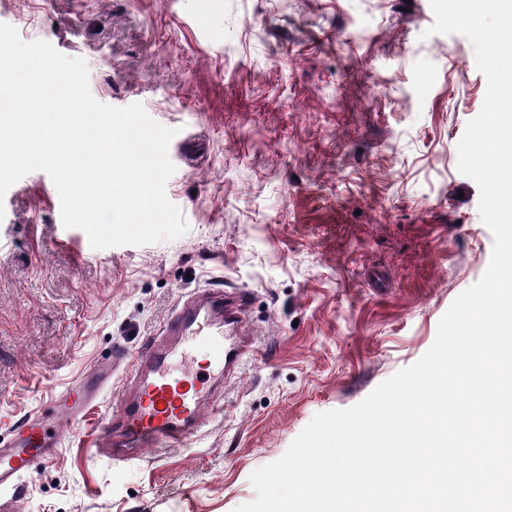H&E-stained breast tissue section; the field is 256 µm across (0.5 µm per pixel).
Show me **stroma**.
<instances>
[{
  "label": "stroma",
  "instance_id": "1",
  "mask_svg": "<svg viewBox=\"0 0 512 512\" xmlns=\"http://www.w3.org/2000/svg\"><path fill=\"white\" fill-rule=\"evenodd\" d=\"M430 0H0V23L83 59L99 102L175 129V240L92 248L50 176L0 200V448L103 361L137 354L194 291H249L255 333L199 434L92 454L122 378L17 512H233L315 414L417 362L494 237L457 145L487 81Z\"/></svg>",
  "mask_w": 512,
  "mask_h": 512
}]
</instances>
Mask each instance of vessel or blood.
I'll return each mask as SVG.
<instances>
[{"mask_svg": "<svg viewBox=\"0 0 512 512\" xmlns=\"http://www.w3.org/2000/svg\"><path fill=\"white\" fill-rule=\"evenodd\" d=\"M247 292L205 289L174 310L159 336L136 356L116 344L108 362L97 364L66 395L50 399L32 417L16 425L9 447L0 448V490L55 460L81 411L112 384V368L129 362L122 400L102 418L96 453L133 460L147 448H176L202 426L213 391V377L235 378L244 355L239 331ZM206 346L205 363L195 352Z\"/></svg>", "mask_w": 512, "mask_h": 512, "instance_id": "1", "label": "vessel or blood"}]
</instances>
